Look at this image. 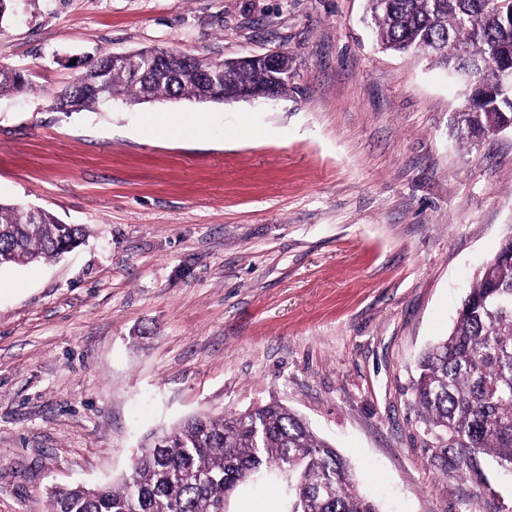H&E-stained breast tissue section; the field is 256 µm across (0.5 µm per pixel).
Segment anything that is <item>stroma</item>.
I'll list each match as a JSON object with an SVG mask.
<instances>
[{
  "mask_svg": "<svg viewBox=\"0 0 512 512\" xmlns=\"http://www.w3.org/2000/svg\"><path fill=\"white\" fill-rule=\"evenodd\" d=\"M287 49L283 97L52 109L82 63ZM0 202L88 228L0 269V512L112 483L148 433L279 402L381 512H512L492 457L440 459L420 353L512 235V131L463 144L464 79L382 51L367 0H16L0 66ZM200 119V136L175 123ZM226 512H288L263 474ZM28 88L25 74L18 69L0 68V96L15 92H22Z\"/></svg>",
  "mask_w": 512,
  "mask_h": 512,
  "instance_id": "stroma-1",
  "label": "stroma"
}]
</instances>
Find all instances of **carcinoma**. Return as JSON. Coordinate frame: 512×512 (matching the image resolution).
Instances as JSON below:
<instances>
[{
	"instance_id": "cac0c4a2",
	"label": "carcinoma",
	"mask_w": 512,
	"mask_h": 512,
	"mask_svg": "<svg viewBox=\"0 0 512 512\" xmlns=\"http://www.w3.org/2000/svg\"><path fill=\"white\" fill-rule=\"evenodd\" d=\"M377 43L415 51L470 79L457 138L474 141L512 127V0H368ZM155 49L83 65L53 99L77 112L119 96L133 103L243 99L274 86L288 91L292 57L226 70L229 98L206 94L210 62ZM28 88L25 74L0 68V96ZM85 227L62 224L45 209L0 202V268L56 259L83 244ZM414 404L443 457L469 469L481 455L512 473V236L475 275L451 332L425 350L413 382ZM290 478L288 512H378L356 490L349 463L296 414L277 402L245 412L196 415L151 437L118 481L47 494L49 512H221L236 489L262 471Z\"/></svg>"
}]
</instances>
